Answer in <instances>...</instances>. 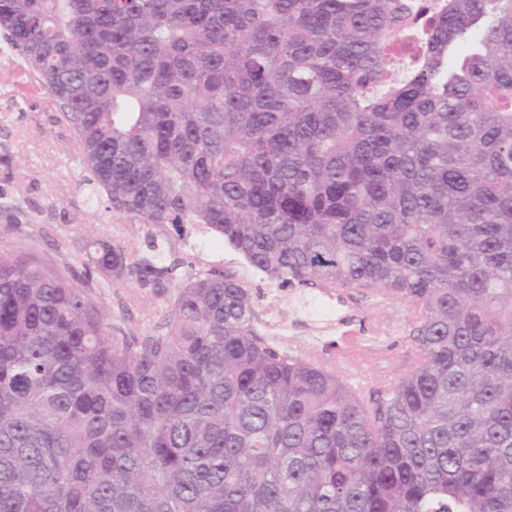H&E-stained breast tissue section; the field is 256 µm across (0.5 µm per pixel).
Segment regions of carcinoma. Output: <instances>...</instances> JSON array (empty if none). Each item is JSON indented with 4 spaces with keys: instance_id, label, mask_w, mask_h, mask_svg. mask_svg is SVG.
<instances>
[{
    "instance_id": "1",
    "label": "carcinoma",
    "mask_w": 512,
    "mask_h": 512,
    "mask_svg": "<svg viewBox=\"0 0 512 512\" xmlns=\"http://www.w3.org/2000/svg\"><path fill=\"white\" fill-rule=\"evenodd\" d=\"M0 0L93 197L282 287L408 306L389 383L260 329L214 269L112 327L0 244V512H512V0Z\"/></svg>"
}]
</instances>
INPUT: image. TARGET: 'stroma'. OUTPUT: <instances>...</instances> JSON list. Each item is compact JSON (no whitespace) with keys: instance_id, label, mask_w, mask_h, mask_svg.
<instances>
[{"instance_id":"35a3bbf8","label":"stroma","mask_w":512,"mask_h":512,"mask_svg":"<svg viewBox=\"0 0 512 512\" xmlns=\"http://www.w3.org/2000/svg\"><path fill=\"white\" fill-rule=\"evenodd\" d=\"M20 57L0 40V156L11 160L12 178H0V196L24 212L21 224L0 216V241L21 252H32L51 267L72 266L83 274L87 236L123 246L132 256L145 254L144 225L130 223L104 205H92L83 185L82 158L69 128L57 122V109L43 94L18 92ZM173 256L180 260L181 277L217 268L236 274L262 298L273 333L284 346L312 350L335 359L341 375L356 378H396L406 352V304L393 300L381 307L341 303L336 297L298 288H282L254 271L241 254L213 235L186 225L171 238ZM99 308L112 324L138 334L153 332L175 295L139 287L134 277L97 276L93 290ZM370 336V350H355L337 358L343 333Z\"/></svg>"}]
</instances>
